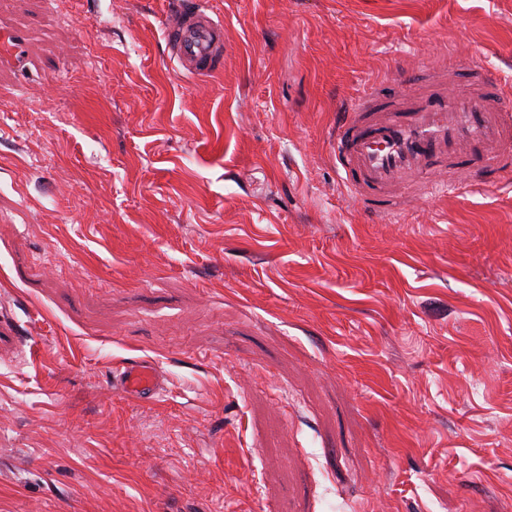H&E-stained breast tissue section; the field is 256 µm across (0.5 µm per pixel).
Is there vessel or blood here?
Here are the masks:
<instances>
[{"label": "vessel or blood", "mask_w": 512, "mask_h": 512, "mask_svg": "<svg viewBox=\"0 0 512 512\" xmlns=\"http://www.w3.org/2000/svg\"><path fill=\"white\" fill-rule=\"evenodd\" d=\"M166 48L181 71L201 79L224 68V20L206 0H180L167 15ZM24 34L0 32V50L20 62ZM331 155L344 188L365 211L384 217L406 202L463 190L480 191L512 180V88L476 69L459 82L441 63L392 94L373 85L346 101L330 134ZM114 387L150 402L160 382L151 364L116 370Z\"/></svg>", "instance_id": "obj_1"}]
</instances>
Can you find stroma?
<instances>
[{
	"label": "stroma",
	"mask_w": 512,
	"mask_h": 512,
	"mask_svg": "<svg viewBox=\"0 0 512 512\" xmlns=\"http://www.w3.org/2000/svg\"><path fill=\"white\" fill-rule=\"evenodd\" d=\"M173 2L0 0V512H512V185L367 218L327 138L512 0H209L202 80ZM170 59L181 71L201 79L224 68V19L204 0H181L167 15L164 26ZM25 36L21 32L13 30H4L0 32V50L1 54L6 49L10 61L17 65L21 63V56L24 51ZM112 386L127 398L138 402L153 401L160 391L155 369L144 362L118 368L113 375Z\"/></svg>",
	"instance_id": "1"
}]
</instances>
